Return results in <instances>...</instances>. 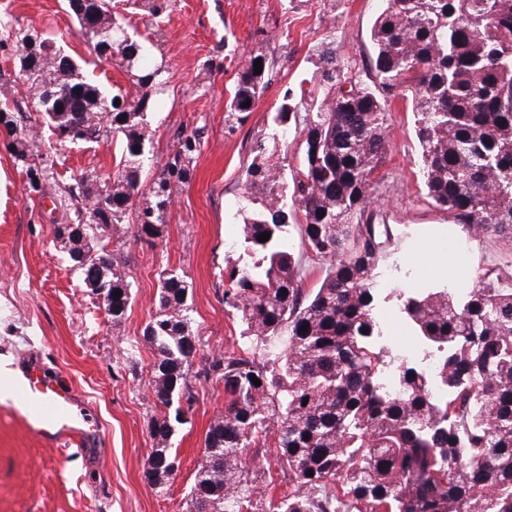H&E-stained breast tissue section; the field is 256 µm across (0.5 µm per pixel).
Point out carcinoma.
I'll return each mask as SVG.
<instances>
[{"mask_svg":"<svg viewBox=\"0 0 512 512\" xmlns=\"http://www.w3.org/2000/svg\"><path fill=\"white\" fill-rule=\"evenodd\" d=\"M385 2L371 29L370 80L335 41L320 43L311 54L318 84L286 89L274 116L278 132L254 147L236 257L226 259L224 280V301L243 329L235 349L200 370L224 382L226 402L206 434L186 512H512V279L489 270L464 296L446 283L383 293L374 282L382 242L371 179L388 153V98L408 91L428 202L478 234L512 230V0ZM68 9L99 59L135 72L142 85L157 83L160 69L149 67L144 45L120 35L111 0H68ZM36 40L21 51L20 68L55 139L86 144L116 135L122 143L112 181L92 189L85 176L70 177L64 191L84 207L75 222L56 225L69 263L91 293L104 292L116 327L130 283L117 256L104 255L100 225L111 239L129 233L152 243L166 224L172 187L193 176L204 128L176 132L150 200L136 202L154 102L121 90L104 94L55 40ZM275 66L258 53L238 69L228 130L247 121ZM0 123L34 184L44 168L27 135L14 133L18 120L6 101ZM293 123L302 155L288 176L278 147ZM294 221L302 255L287 246ZM262 233L270 234L264 243ZM311 262L324 275L308 290ZM159 278L158 310L143 335L155 351L157 404L174 416L150 425L156 488L179 467L170 445L176 426L190 423L196 352L188 284L174 270ZM390 300L437 358L434 376L378 344L379 310ZM388 365L398 374L395 391L381 378ZM434 383L448 397L434 395ZM269 442L288 481L276 502L259 462Z\"/></svg>","mask_w":512,"mask_h":512,"instance_id":"carcinoma-1","label":"carcinoma"}]
</instances>
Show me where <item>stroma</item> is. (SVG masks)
<instances>
[{
	"label": "stroma",
	"mask_w": 512,
	"mask_h": 512,
	"mask_svg": "<svg viewBox=\"0 0 512 512\" xmlns=\"http://www.w3.org/2000/svg\"><path fill=\"white\" fill-rule=\"evenodd\" d=\"M130 37L150 48L164 82L148 116L150 141L143 182H151L176 144L177 129L204 127L192 179L175 187L161 237L123 248L132 298L120 327L74 270L55 236L75 208L60 202L70 176L90 183L111 177L118 140L51 146L41 112L20 72L18 40L26 34L57 40L104 93L122 88L142 94L124 68L99 60L79 34L66 0H6L0 24V91H9L23 123L43 149V191L27 190L26 168L0 131V365L17 369L27 358L63 377L98 434L88 452L54 447L34 434L9 399L0 398V512H185L187 492L202 459L204 439L224 411V386L190 377L197 401L191 422L173 437L180 462L164 488L147 477L153 446L151 418L159 416L151 385L154 350L143 329L155 314L159 273L176 270L189 284L187 304L198 338L193 367L233 349L241 331L237 312L224 301L228 240L240 232L245 172L258 136L271 131L286 88L311 79L310 49L335 41L356 61L373 54L370 30L383 0H169L151 17L147 0H115ZM274 55L276 67L262 98L235 131L224 125L235 74L251 54ZM387 160L374 179L381 204L376 222L386 228L382 268L394 288L466 279L490 270L512 274V234H474L453 223L426 198L407 100L387 114Z\"/></svg>",
	"instance_id": "obj_1"
}]
</instances>
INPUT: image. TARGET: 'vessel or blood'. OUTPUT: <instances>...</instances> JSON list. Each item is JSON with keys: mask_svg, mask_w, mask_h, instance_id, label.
<instances>
[{"mask_svg": "<svg viewBox=\"0 0 512 512\" xmlns=\"http://www.w3.org/2000/svg\"><path fill=\"white\" fill-rule=\"evenodd\" d=\"M15 400L28 425L46 442L83 444L95 436L94 421L83 414L71 391L49 376L40 362L22 365L14 378Z\"/></svg>", "mask_w": 512, "mask_h": 512, "instance_id": "1", "label": "vessel or blood"}]
</instances>
